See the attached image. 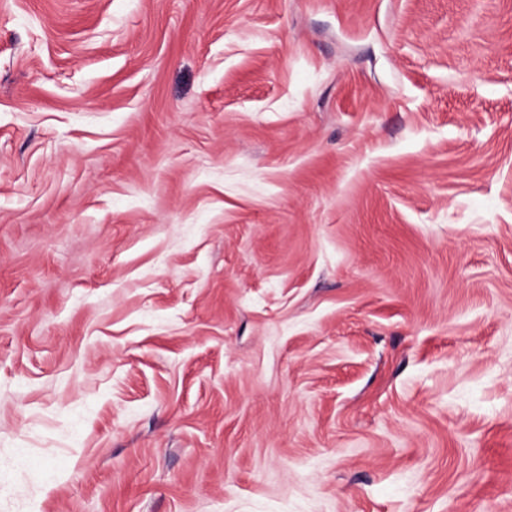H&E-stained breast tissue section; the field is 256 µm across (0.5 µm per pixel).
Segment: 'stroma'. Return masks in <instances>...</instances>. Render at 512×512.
Masks as SVG:
<instances>
[{"instance_id": "35a3bbf8", "label": "stroma", "mask_w": 512, "mask_h": 512, "mask_svg": "<svg viewBox=\"0 0 512 512\" xmlns=\"http://www.w3.org/2000/svg\"><path fill=\"white\" fill-rule=\"evenodd\" d=\"M0 512H512V0H0Z\"/></svg>"}]
</instances>
